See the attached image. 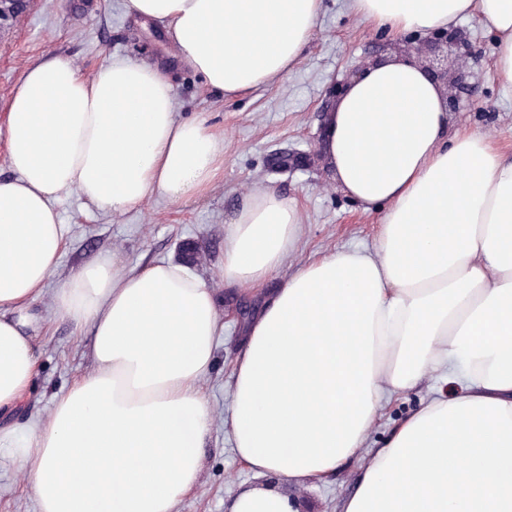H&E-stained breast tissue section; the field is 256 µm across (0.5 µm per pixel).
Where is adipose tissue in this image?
Here are the masks:
<instances>
[{
	"label": "adipose tissue",
	"mask_w": 512,
	"mask_h": 512,
	"mask_svg": "<svg viewBox=\"0 0 512 512\" xmlns=\"http://www.w3.org/2000/svg\"><path fill=\"white\" fill-rule=\"evenodd\" d=\"M398 35L473 15L495 32L512 82V0H349ZM320 0H127L164 24L179 63L239 96L299 59ZM0 177V411L34 380L38 308L65 240L57 203L76 194L120 215L150 195L206 194L224 131L178 119L153 64L104 63L86 78L46 55L7 116ZM336 186L382 211L373 250L298 266L265 299L234 362L226 424L238 459L287 483L348 460L363 473L340 512H512V160L485 133L450 130L421 64L392 57L352 79L324 142ZM297 199L257 188L230 221L223 277L261 289L284 267ZM56 313L92 328V373L47 419L0 427V459L23 468L39 512H175L200 482L213 413L200 383L224 331L211 285L181 263L121 269L103 258L57 289ZM442 372L453 391L365 447L384 401ZM229 512H294L280 490L240 489Z\"/></svg>",
	"instance_id": "1"
}]
</instances>
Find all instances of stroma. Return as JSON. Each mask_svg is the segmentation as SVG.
Here are the masks:
<instances>
[{
    "mask_svg": "<svg viewBox=\"0 0 512 512\" xmlns=\"http://www.w3.org/2000/svg\"><path fill=\"white\" fill-rule=\"evenodd\" d=\"M126 0H30L27 10L0 30V174L8 173L6 119L11 98L25 72L45 54L69 60L84 77L112 59L167 65L178 117H200L224 131V174L204 196L171 203L153 195L120 216L95 209L78 196L61 200L57 209L66 228V244L56 273L46 285L41 306L46 319L37 336L38 374L29 395L4 424L46 418L55 397L95 368L87 328L51 309L56 288L77 268L102 257L124 267L173 260L180 244L195 240L206 257L196 270L224 299L219 314L224 334L217 343V364L201 383L215 414L203 456L199 487L184 497L176 512H227V505L254 478L236 459L224 425L230 413L233 360L241 340L227 317L236 303L234 286L222 277L224 236L237 208L257 187L271 186L295 197L302 209V229L289 256L297 267L320 255L356 246H373L380 214H365L337 188L327 167L292 174L269 172L266 160L278 149L309 151L322 122L326 90L347 82L366 63L411 49L419 33L392 37L371 28L348 9V0H321L317 24L298 62L275 83L241 97H224L205 80L178 66L176 50L163 25L143 23L130 15ZM457 29L473 51L459 62L455 47L440 46L420 55L423 65L464 67L468 88L448 99L450 128H471L512 144V83L496 66L497 40L473 16ZM443 383L423 380L386 404L370 429L366 446L380 447L393 425L438 396ZM361 472L359 461L345 462L336 473L303 481L293 492L306 512H339ZM0 512H38L35 496L16 465L0 462Z\"/></svg>",
    "mask_w": 512,
    "mask_h": 512,
    "instance_id": "1",
    "label": "stroma"
}]
</instances>
